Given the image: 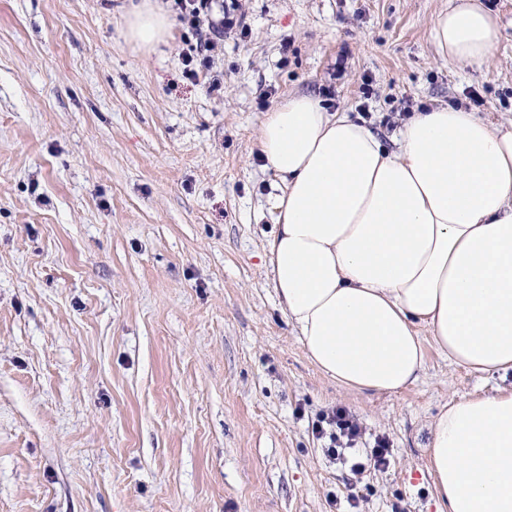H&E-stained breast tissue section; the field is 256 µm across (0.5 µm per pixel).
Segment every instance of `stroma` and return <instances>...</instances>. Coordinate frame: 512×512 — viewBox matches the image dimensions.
I'll return each instance as SVG.
<instances>
[{
	"label": "stroma",
	"instance_id": "35a3bbf8",
	"mask_svg": "<svg viewBox=\"0 0 512 512\" xmlns=\"http://www.w3.org/2000/svg\"><path fill=\"white\" fill-rule=\"evenodd\" d=\"M126 2L0 0V512H437L431 419L512 371L430 346L396 392L326 378L265 267L258 132L296 94L387 145L442 105L512 122V0H482L501 34L479 67L436 52L448 0H238L251 33L215 92L183 76L204 32L138 51ZM332 407L389 439L387 468L326 456Z\"/></svg>",
	"mask_w": 512,
	"mask_h": 512
}]
</instances>
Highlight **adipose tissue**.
Masks as SVG:
<instances>
[{
	"label": "adipose tissue",
	"instance_id": "1",
	"mask_svg": "<svg viewBox=\"0 0 512 512\" xmlns=\"http://www.w3.org/2000/svg\"><path fill=\"white\" fill-rule=\"evenodd\" d=\"M171 23L154 0L126 16L142 49ZM499 25L480 0L433 20L440 56L484 64ZM386 148L307 95L266 112L258 147L280 180L267 266L310 361L344 389L414 384L426 343L478 375L512 371V123L439 106ZM437 512H512V390L461 399L429 425Z\"/></svg>",
	"mask_w": 512,
	"mask_h": 512
}]
</instances>
